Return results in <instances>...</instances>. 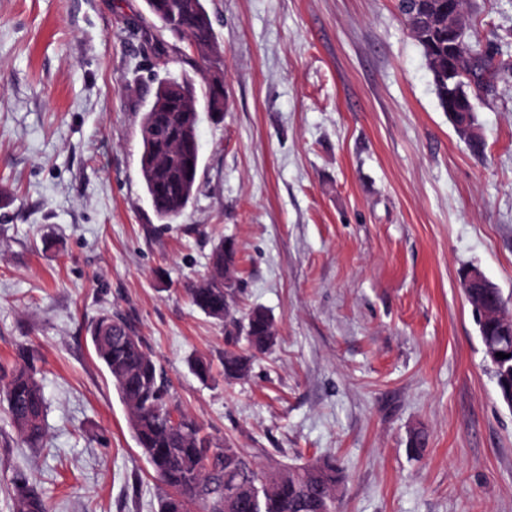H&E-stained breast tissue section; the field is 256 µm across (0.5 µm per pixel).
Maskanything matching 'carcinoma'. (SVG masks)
<instances>
[{
    "instance_id": "obj_1",
    "label": "carcinoma",
    "mask_w": 512,
    "mask_h": 512,
    "mask_svg": "<svg viewBox=\"0 0 512 512\" xmlns=\"http://www.w3.org/2000/svg\"><path fill=\"white\" fill-rule=\"evenodd\" d=\"M146 4L163 30L196 42L201 52L200 68H205L216 39L203 0H146ZM422 4L423 0H396V9L423 50L440 106L446 112L452 86L480 98L493 76L497 49L467 41V17L453 42H448V13L439 3L433 4L435 23L417 28L415 18ZM450 62L454 70L451 81ZM205 97L209 111H224V87L208 86ZM197 123V112L186 110L184 102L165 100L161 84L141 117L142 178L151 206L167 223L184 213L199 187V149L194 139L183 135L185 129L197 128ZM235 256L231 245L219 242L213 250L210 274L189 289L188 296L207 316L245 330L248 351L255 357L269 349L275 328L272 318L259 308L242 318L236 316L232 292L224 288V275L232 274ZM89 333L97 358L131 412L139 448L158 479L170 489L161 500L159 512H191L193 504L200 507V512H227L228 493L249 485L263 488L261 512H336L334 462L325 460L298 470L281 468L272 472L248 465L244 453L213 441L203 433L196 418L173 402L166 370L119 315L100 314ZM18 357L9 371L0 372V395L21 440L36 447L45 436V397L35 378L33 356L22 349ZM247 361L235 351H226L224 375L229 379L242 376ZM15 490L13 512H48L44 500L25 478H16Z\"/></svg>"
}]
</instances>
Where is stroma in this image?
Returning <instances> with one entry per match:
<instances>
[{"mask_svg":"<svg viewBox=\"0 0 512 512\" xmlns=\"http://www.w3.org/2000/svg\"><path fill=\"white\" fill-rule=\"evenodd\" d=\"M204 4L225 106H197L199 188L168 224L139 122L157 80L204 91L187 41L164 34L181 53L158 67L145 0H0V366L31 349L47 403L30 448L0 401V512L20 474L50 512H159L167 488L90 341L105 309L224 446L266 469L333 455L336 512H512V408L460 288L476 269L512 302V0L466 3L500 68L480 154L395 0ZM221 240L238 309L275 326L231 380L244 335L187 295Z\"/></svg>","mask_w":512,"mask_h":512,"instance_id":"35a3bbf8","label":"stroma"}]
</instances>
